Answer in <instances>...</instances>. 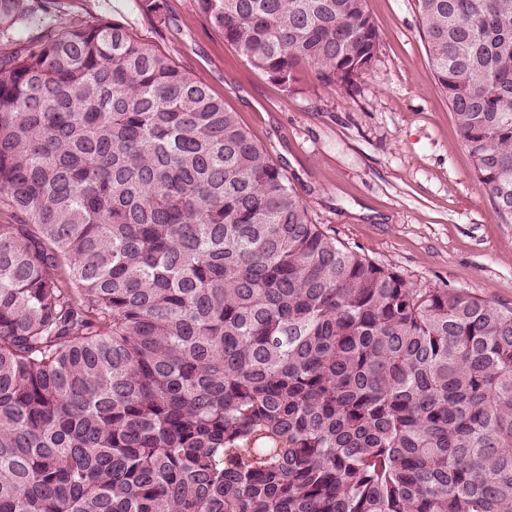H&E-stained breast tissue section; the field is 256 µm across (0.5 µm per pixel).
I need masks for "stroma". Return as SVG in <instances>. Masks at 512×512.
<instances>
[{"instance_id":"stroma-1","label":"stroma","mask_w":512,"mask_h":512,"mask_svg":"<svg viewBox=\"0 0 512 512\" xmlns=\"http://www.w3.org/2000/svg\"><path fill=\"white\" fill-rule=\"evenodd\" d=\"M158 27L131 0H60L68 19L118 20L204 77L284 168L314 223L418 287L462 288L512 308V220L473 176L428 60L416 0H367L382 39L351 91L303 71L284 91L199 14L168 0Z\"/></svg>"}]
</instances>
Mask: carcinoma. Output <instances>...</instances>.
Returning a JSON list of instances; mask_svg holds the SVG:
<instances>
[{
    "mask_svg": "<svg viewBox=\"0 0 512 512\" xmlns=\"http://www.w3.org/2000/svg\"><path fill=\"white\" fill-rule=\"evenodd\" d=\"M193 5L287 90L351 88L381 38L367 0ZM418 7L512 219V0ZM0 45V512H512V309L329 235L123 23L0 0Z\"/></svg>",
    "mask_w": 512,
    "mask_h": 512,
    "instance_id": "obj_1",
    "label": "carcinoma"
}]
</instances>
